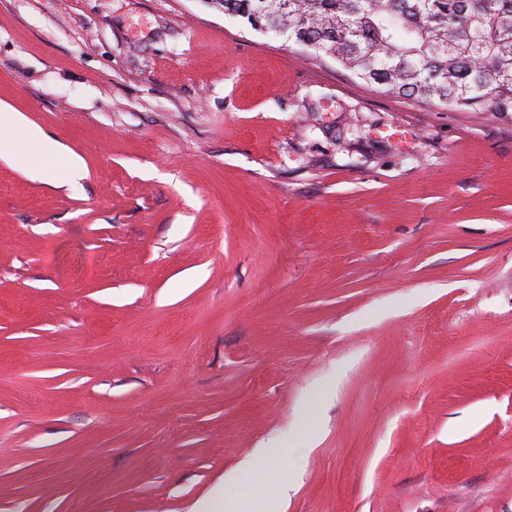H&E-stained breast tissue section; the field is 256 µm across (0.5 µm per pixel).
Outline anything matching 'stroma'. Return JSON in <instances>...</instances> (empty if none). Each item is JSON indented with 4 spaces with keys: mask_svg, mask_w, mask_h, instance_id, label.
<instances>
[{
    "mask_svg": "<svg viewBox=\"0 0 512 512\" xmlns=\"http://www.w3.org/2000/svg\"><path fill=\"white\" fill-rule=\"evenodd\" d=\"M17 113L84 175L0 156V512H512L511 113L206 0H0ZM44 171L50 174L57 184H70L82 178V160L77 155H70L67 162L45 167ZM234 486V480L228 477L224 481V488L214 492L207 499L195 503L189 512H235L234 499L232 498L231 488Z\"/></svg>",
    "mask_w": 512,
    "mask_h": 512,
    "instance_id": "1",
    "label": "stroma"
}]
</instances>
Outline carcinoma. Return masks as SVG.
Returning <instances> with one entry per match:
<instances>
[{
	"label": "carcinoma",
	"mask_w": 512,
	"mask_h": 512,
	"mask_svg": "<svg viewBox=\"0 0 512 512\" xmlns=\"http://www.w3.org/2000/svg\"><path fill=\"white\" fill-rule=\"evenodd\" d=\"M384 92L512 113V0H210Z\"/></svg>",
	"instance_id": "carcinoma-1"
}]
</instances>
